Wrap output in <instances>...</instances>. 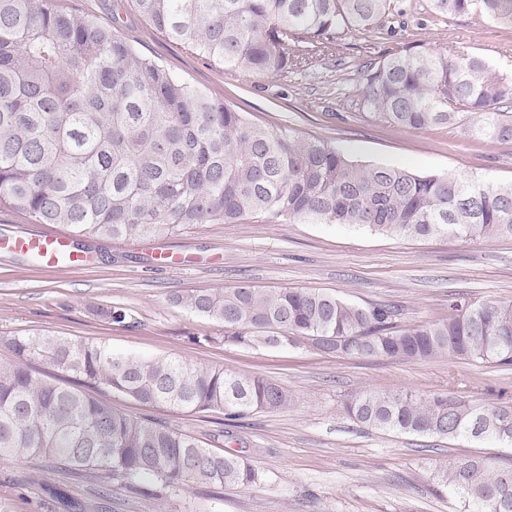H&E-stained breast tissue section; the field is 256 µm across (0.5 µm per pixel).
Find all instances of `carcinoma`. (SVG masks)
Listing matches in <instances>:
<instances>
[{
  "instance_id": "cac0c4a2",
  "label": "carcinoma",
  "mask_w": 512,
  "mask_h": 512,
  "mask_svg": "<svg viewBox=\"0 0 512 512\" xmlns=\"http://www.w3.org/2000/svg\"><path fill=\"white\" fill-rule=\"evenodd\" d=\"M392 0H134L155 34L227 72L284 79L336 53V33L382 29ZM111 21L61 0H0V208L85 239L167 237L194 224L365 226L396 237L512 236V182L417 173L351 160L333 140L258 124L141 54ZM439 19L476 14L512 25V0H429ZM365 117L417 131L455 125L512 142V76L481 56L408 46L365 65L349 98ZM175 305L224 326L223 340L276 348L309 342L338 357L437 356L512 366V301L448 298V316L404 323L389 305L331 294L266 291L244 282ZM122 323L129 309L98 307ZM0 462L82 478L112 500V480L151 478L177 490L250 487L263 474L166 425L117 411L35 370L38 362L144 406L219 411L242 419L288 405L259 376L177 359L117 355L101 343L48 334L0 336ZM379 431L512 443V403L409 390L359 392L344 404ZM462 512H512V468L463 454L435 473Z\"/></svg>"
}]
</instances>
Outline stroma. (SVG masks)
<instances>
[{"mask_svg":"<svg viewBox=\"0 0 512 512\" xmlns=\"http://www.w3.org/2000/svg\"><path fill=\"white\" fill-rule=\"evenodd\" d=\"M386 26L336 37V54L287 80L232 74L156 35L134 7L125 34L178 76L221 96L258 123L333 139L353 160L417 172L476 174L512 181V142L487 143L460 129L410 132L346 109L344 96L362 66L406 45L478 54L512 74V26L473 15L441 23L428 0H394ZM84 267L44 269L30 254L0 252V335L46 333L102 341L113 352L261 376L283 386L288 406L230 420L222 413L146 408L118 393L112 406L187 432L202 446L247 457L262 472L253 487L179 491L144 480L112 496V512H458L433 473L464 452L512 466V444L494 439H433L385 433L350 418L342 404L360 391L412 390L473 400H512V368L445 356L426 361L336 357L308 346L241 348L224 328L184 307L175 295L247 282L266 290L307 289L362 306L397 305L406 321L447 315L448 297L512 300V237L408 239L339 224H197L159 239L83 240ZM182 266L163 265L161 253ZM121 305L131 317L113 323L91 306ZM0 504L7 512H61L21 467L0 464Z\"/></svg>","mask_w":512,"mask_h":512,"instance_id":"1","label":"stroma"}]
</instances>
